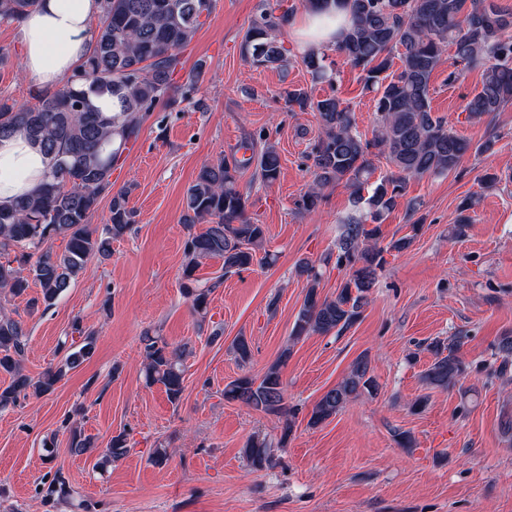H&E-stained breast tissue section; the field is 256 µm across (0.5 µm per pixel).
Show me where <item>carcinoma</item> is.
Masks as SVG:
<instances>
[{"instance_id":"cac0c4a2","label":"carcinoma","mask_w":512,"mask_h":512,"mask_svg":"<svg viewBox=\"0 0 512 512\" xmlns=\"http://www.w3.org/2000/svg\"><path fill=\"white\" fill-rule=\"evenodd\" d=\"M36 3L0 0V24L20 23ZM101 4L93 51L62 87L31 92L33 104L0 97V138L23 129L41 145L49 161L47 180L33 195L0 207V297L20 298L36 286L40 292L28 299L33 311L51 307L92 259H109L112 240L131 231L137 217L128 207L131 189H113V170L155 108L194 102L203 68L200 63L176 80L183 70L182 53L202 15L210 12L212 0H101ZM305 7L349 14L350 25L335 50L360 71L363 88L375 93L377 125L368 139L357 131L353 112L339 97L315 100L303 88L285 91L288 111L309 110L320 122L310 144L312 183L297 202L299 211H317L326 191L339 186L349 191L354 207V213L341 221L336 242V268L345 271L336 296L318 295L322 265L307 258L297 264L309 288L294 320L290 336L294 343L312 334L340 336L358 321L384 253L408 249L420 231V225L413 224L411 233L394 236L382 246L383 215L406 196L411 179L455 171L470 150L469 142L432 113L431 77L442 54L451 47L463 67L483 68L480 89L466 101V119L480 120L512 104V11L498 0H305ZM289 21L290 10L282 0H262L240 44L250 66L288 68L292 57L278 33ZM396 55L401 67L395 71ZM301 63L314 79L333 82L325 53H306ZM105 95L118 99L121 111L107 114L93 104V98ZM382 159L387 170L371 188L369 180ZM252 163L263 183L279 177L280 156L269 144L243 160L221 158L203 165L186 190L180 288L202 319L214 290L224 278L250 269L266 240L265 225L246 218L248 198L237 186L239 169ZM105 197L110 198L109 223L99 228L91 219ZM473 206L470 197L459 206L456 234L471 223L467 211ZM201 223L206 227L196 229ZM59 237L66 239L60 253L53 249ZM210 257L223 259V274L203 283L196 271ZM72 329L82 342L61 365L46 369L34 382L22 373L28 332L22 321L0 311V374L11 378L0 389V409L16 405L30 391L36 395L53 391L68 370L92 357L94 332L78 322ZM141 343L145 384L162 385L170 402H179L186 348L150 330L143 333ZM463 345L462 336L426 345L433 356L422 374L426 386L447 389L469 375L471 366L461 355ZM290 354L287 347L261 376L242 375L224 386L225 400L284 419L282 445L296 416L286 403L281 378ZM375 390L370 362L360 356L343 380L313 405L308 425L325 423L347 402ZM90 445L91 438L82 430H71V453L83 455ZM129 451L126 434L114 435L96 467L115 464ZM242 453L257 470L274 463L272 443L266 439L249 438Z\"/></svg>"}]
</instances>
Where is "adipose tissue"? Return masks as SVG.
Returning a JSON list of instances; mask_svg holds the SVG:
<instances>
[{"label": "adipose tissue", "mask_w": 512, "mask_h": 512, "mask_svg": "<svg viewBox=\"0 0 512 512\" xmlns=\"http://www.w3.org/2000/svg\"><path fill=\"white\" fill-rule=\"evenodd\" d=\"M100 16V0H39L20 23L28 82L37 89L62 86L91 52ZM348 24L344 12L308 10L291 34L301 52H316L335 44ZM47 173L46 156L25 132L0 138V206L35 191Z\"/></svg>", "instance_id": "ef3b65f1"}]
</instances>
